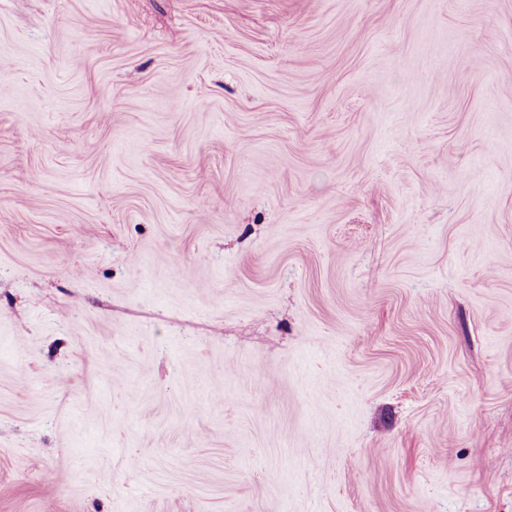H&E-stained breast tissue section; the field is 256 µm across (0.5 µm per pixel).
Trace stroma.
Listing matches in <instances>:
<instances>
[{
	"label": "stroma",
	"instance_id": "1",
	"mask_svg": "<svg viewBox=\"0 0 512 512\" xmlns=\"http://www.w3.org/2000/svg\"><path fill=\"white\" fill-rule=\"evenodd\" d=\"M0 512H512V0H0Z\"/></svg>",
	"mask_w": 512,
	"mask_h": 512
}]
</instances>
